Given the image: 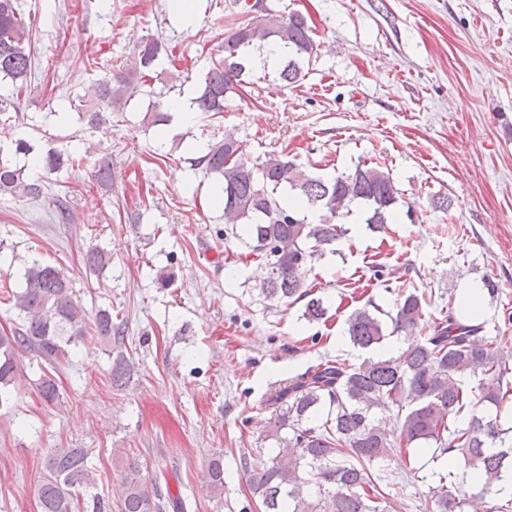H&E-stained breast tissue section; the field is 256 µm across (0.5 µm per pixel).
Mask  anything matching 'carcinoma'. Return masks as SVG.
<instances>
[{
  "mask_svg": "<svg viewBox=\"0 0 512 512\" xmlns=\"http://www.w3.org/2000/svg\"><path fill=\"white\" fill-rule=\"evenodd\" d=\"M249 10L258 16L224 39V57L212 60L201 93L190 99L193 110L223 113L227 92L246 84L256 55L268 46L286 48L278 79L287 84L298 81L301 63L316 53L312 27L303 15L266 13L260 0ZM32 33L33 23L26 21L19 0H0V79H10L18 96L36 90ZM172 53L169 44L146 38L132 57L111 60V71L95 84L97 109L83 113L87 124L96 125L122 110L138 84L153 78L159 59ZM21 153H32L26 140L0 141V192L41 200L48 186L23 178L13 161ZM40 161L51 174L78 168L85 158L50 150ZM192 166L219 176L225 235L244 241L269 269L261 294L271 302L303 304L301 318L309 323L327 314L323 298L308 284L313 262L328 250L336 252V243L347 234L342 219L351 206L363 209L368 230L381 232L400 199L392 174L376 162H362L348 173L324 179L278 154L250 161L235 141L222 139L207 141L205 153L193 158ZM92 180L112 186V161L95 162ZM50 200L59 223L73 220L64 197ZM305 208L317 217L308 219ZM111 263L110 254L99 247L84 256L86 268L97 275ZM24 280V288L10 289L4 298L21 324L10 334H0V407L10 403L25 377L20 354H32L46 364L37 387L42 399L54 404L60 399L54 372L70 361L71 347L88 337L117 347L126 339L124 322L114 321L108 308L88 312L57 267L28 261ZM389 292L396 295L392 309L368 303L347 317L349 343L376 351L390 336L419 327L424 335L396 355L377 354L355 365L339 357L324 360L271 394L270 436L279 448L268 459H241L248 489L262 512H388L385 477L372 478L370 467L397 446L430 449L432 461L453 455L484 492L512 478V448L505 446L509 430L501 428V413L512 391L504 387L512 376V355L504 353L498 337L483 335L484 323L461 320L453 304L427 319L425 296L392 288ZM132 371L129 359L118 353L110 370L112 387L121 389ZM479 405L484 412L478 415ZM113 458L120 476L118 499L112 503L96 496L92 512H185V501L142 476L141 462L125 449L113 451ZM46 469L37 489L40 512H77L79 493L96 485L88 449L54 448ZM437 478L430 488L431 512H463L457 474L439 472ZM207 479L215 493L223 492L221 456L208 462Z\"/></svg>",
  "mask_w": 512,
  "mask_h": 512,
  "instance_id": "cac0c4a2",
  "label": "carcinoma"
}]
</instances>
